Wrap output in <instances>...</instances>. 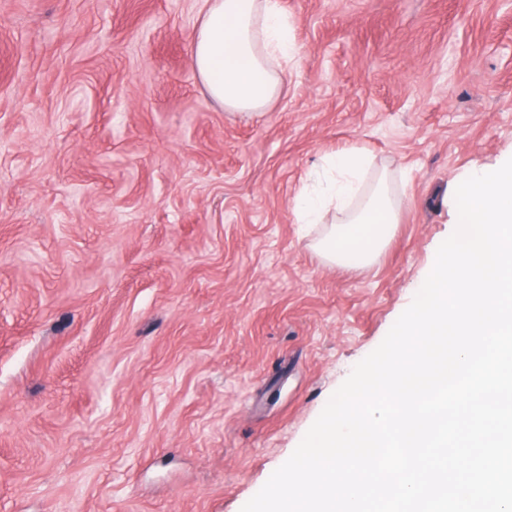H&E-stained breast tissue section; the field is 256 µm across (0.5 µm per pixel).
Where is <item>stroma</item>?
Returning <instances> with one entry per match:
<instances>
[{
	"mask_svg": "<svg viewBox=\"0 0 512 512\" xmlns=\"http://www.w3.org/2000/svg\"><path fill=\"white\" fill-rule=\"evenodd\" d=\"M258 116L190 63L203 0H0V512H241L410 306L448 188L512 157L503 0H282ZM358 146L401 200L376 263L293 203Z\"/></svg>",
	"mask_w": 512,
	"mask_h": 512,
	"instance_id": "1",
	"label": "stroma"
}]
</instances>
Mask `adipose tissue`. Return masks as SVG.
<instances>
[{
	"label": "adipose tissue",
	"instance_id": "1",
	"mask_svg": "<svg viewBox=\"0 0 512 512\" xmlns=\"http://www.w3.org/2000/svg\"><path fill=\"white\" fill-rule=\"evenodd\" d=\"M293 58L292 25L281 0H204L191 64L225 109L265 111L281 93L284 66ZM371 166L359 148L332 152L323 159L317 185L303 187L294 200L297 223L322 225L314 248L328 265L370 266L393 238L399 204L387 175L363 190ZM331 213L336 223H326Z\"/></svg>",
	"mask_w": 512,
	"mask_h": 512
}]
</instances>
